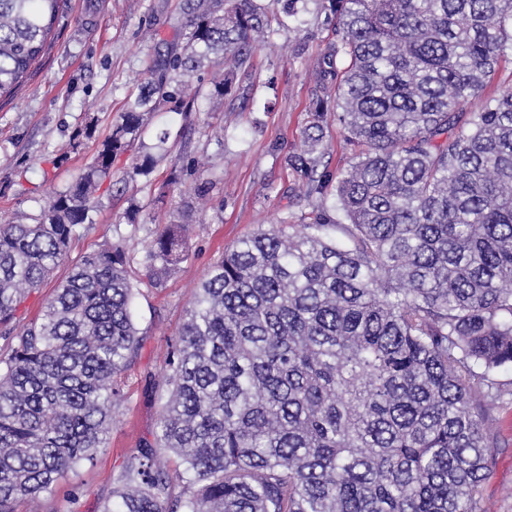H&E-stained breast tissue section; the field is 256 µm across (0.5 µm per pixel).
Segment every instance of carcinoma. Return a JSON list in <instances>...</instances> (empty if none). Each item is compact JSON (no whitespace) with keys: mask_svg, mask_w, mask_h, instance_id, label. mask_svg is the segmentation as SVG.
<instances>
[{"mask_svg":"<svg viewBox=\"0 0 512 512\" xmlns=\"http://www.w3.org/2000/svg\"><path fill=\"white\" fill-rule=\"evenodd\" d=\"M336 39L317 60L314 122L290 159L305 196L334 188L299 232L288 220L224 251L171 344L153 441L122 466L101 512H482L512 393V88L466 110L512 47V0H316ZM63 0H0V96L27 79ZM183 24L144 70L81 177L34 224L0 225V512L54 492L92 461L140 346L126 248L77 259L37 318L30 291L95 223L98 182L144 115L180 99L203 61L230 94L271 33L257 0H183ZM333 112L353 151L319 170ZM185 225H161L142 263L186 260ZM171 455L176 468L162 458Z\"/></svg>","mask_w":512,"mask_h":512,"instance_id":"cac0c4a2","label":"carcinoma"}]
</instances>
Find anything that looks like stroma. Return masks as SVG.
<instances>
[{
	"instance_id": "obj_1",
	"label": "stroma",
	"mask_w": 512,
	"mask_h": 512,
	"mask_svg": "<svg viewBox=\"0 0 512 512\" xmlns=\"http://www.w3.org/2000/svg\"><path fill=\"white\" fill-rule=\"evenodd\" d=\"M180 0H65L51 45L13 94L0 98V224L33 223L54 192L88 166L126 108L129 93L160 38L179 25ZM332 29L310 4L304 25L279 28L239 72L233 93L202 100L193 112L175 103L149 113L140 139L112 159L95 192L92 226L79 229L67 262L33 291L18 324L36 318L71 260L107 240H123L135 285L132 311L141 348L125 374V398L104 448L69 471L39 512H100L125 460L152 439L161 410L164 362L187 318L195 287L226 247L258 225L307 224L320 205L304 196L288 165L311 120L315 61ZM78 149H71L72 139ZM155 165L117 189L144 155ZM211 181L207 206L193 186ZM188 224L187 259L155 284L141 258L157 225ZM486 512H512V412L503 410Z\"/></svg>"
}]
</instances>
